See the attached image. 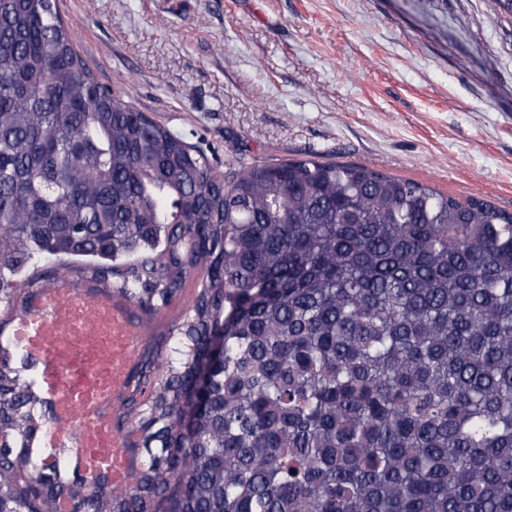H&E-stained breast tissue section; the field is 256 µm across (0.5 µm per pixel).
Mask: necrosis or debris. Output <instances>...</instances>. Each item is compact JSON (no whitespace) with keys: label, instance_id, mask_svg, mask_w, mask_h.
Instances as JSON below:
<instances>
[{"label":"necrosis or debris","instance_id":"4bbe7bcc","mask_svg":"<svg viewBox=\"0 0 512 512\" xmlns=\"http://www.w3.org/2000/svg\"><path fill=\"white\" fill-rule=\"evenodd\" d=\"M143 326L131 323L125 303L89 286L43 289L29 311L14 320L10 340L31 360V370L54 419L40 437L44 463L65 461L67 469L107 472L113 485L129 482L133 457L121 448L101 407L119 403L134 369V347Z\"/></svg>","mask_w":512,"mask_h":512}]
</instances>
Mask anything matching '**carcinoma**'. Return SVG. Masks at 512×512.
Here are the masks:
<instances>
[{
    "mask_svg": "<svg viewBox=\"0 0 512 512\" xmlns=\"http://www.w3.org/2000/svg\"><path fill=\"white\" fill-rule=\"evenodd\" d=\"M81 148L74 150V140ZM89 281L145 324L128 486L40 464L0 340V512H512V212L356 164L213 155L0 0V309Z\"/></svg>",
    "mask_w": 512,
    "mask_h": 512,
    "instance_id": "carcinoma-1",
    "label": "carcinoma"
}]
</instances>
